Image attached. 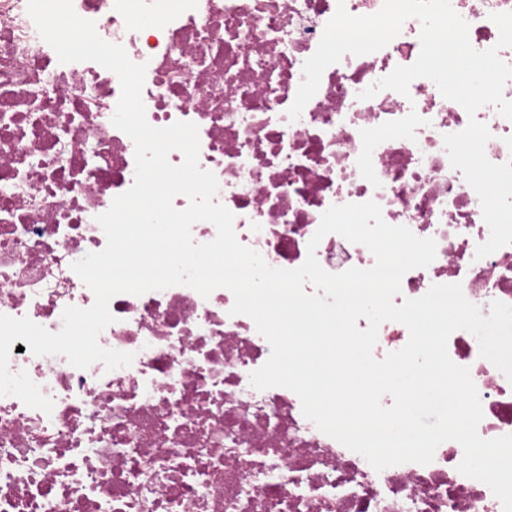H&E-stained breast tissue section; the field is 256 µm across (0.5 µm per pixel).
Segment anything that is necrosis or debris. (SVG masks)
<instances>
[{"label": "necrosis or debris", "mask_w": 512, "mask_h": 512, "mask_svg": "<svg viewBox=\"0 0 512 512\" xmlns=\"http://www.w3.org/2000/svg\"><path fill=\"white\" fill-rule=\"evenodd\" d=\"M27 2L0 0V314L56 332L66 307L94 302L72 265L105 248L96 218L132 186L135 146L112 123L118 76L93 61L60 63ZM72 2L145 64L150 125H197L217 202L267 264L300 267L326 209L373 201L388 224L437 244L428 267L403 276L395 304L454 283L481 311L512 304V245L476 258L490 230L443 142L477 119L492 134L488 159L502 164L512 120L492 105L468 115L424 77L405 95L359 97L417 60L419 20L384 48L327 67L293 120L303 64L338 6L371 15L384 0ZM451 6L475 50L498 48L491 16L512 12V0ZM498 50L512 65V47ZM315 252L331 273L375 263L335 233ZM233 303L228 289L205 298L184 285L114 296L99 343L135 358L111 371L11 352L10 370L27 371L54 407L0 396V512H503L486 484L459 472L457 442L440 444L429 464L378 471L306 419L294 392L252 387L270 346ZM447 350L477 388L479 435L512 434V382L468 331H454Z\"/></svg>", "instance_id": "4bbe7bcc"}]
</instances>
